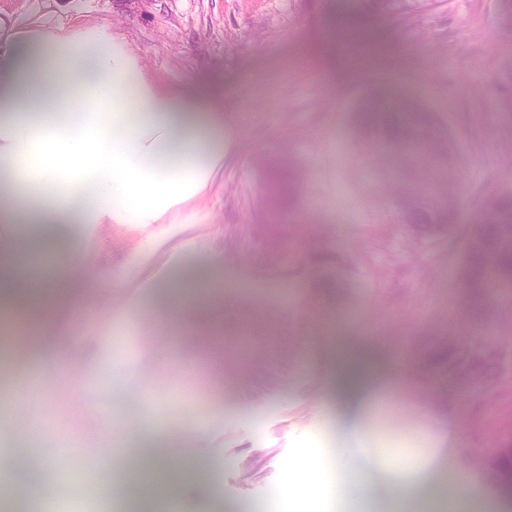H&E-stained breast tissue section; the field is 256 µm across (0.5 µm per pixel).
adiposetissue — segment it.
Returning <instances> with one entry per match:
<instances>
[{
  "label": "adipose tissue",
  "mask_w": 512,
  "mask_h": 512,
  "mask_svg": "<svg viewBox=\"0 0 512 512\" xmlns=\"http://www.w3.org/2000/svg\"><path fill=\"white\" fill-rule=\"evenodd\" d=\"M232 137L220 104L156 91L137 58L105 31L26 36L0 57V224L16 228L11 240L0 239V301L17 298L21 274L8 257L33 251V224L51 232L79 225L72 252L91 280L98 241L120 227L195 253L187 225L171 215L203 194ZM39 150L50 164H35ZM336 380L352 387L336 402V443L363 442L370 459L357 484L362 504L377 485L396 499L416 497L464 454L452 424L427 430L422 448L402 443L392 452L368 427L377 405L412 394L402 373L380 372L365 352L352 351L337 360ZM346 482L343 468L317 481L303 452L282 490L289 512H323Z\"/></svg>",
  "instance_id": "obj_1"
}]
</instances>
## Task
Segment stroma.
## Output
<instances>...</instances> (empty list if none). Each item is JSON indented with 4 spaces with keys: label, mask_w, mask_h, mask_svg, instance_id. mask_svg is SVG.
<instances>
[{
    "label": "stroma",
    "mask_w": 512,
    "mask_h": 512,
    "mask_svg": "<svg viewBox=\"0 0 512 512\" xmlns=\"http://www.w3.org/2000/svg\"><path fill=\"white\" fill-rule=\"evenodd\" d=\"M363 0H0V48L33 30L103 29L138 59L145 80L168 92L211 96L236 139L201 199L176 214L188 234L224 250L217 269L160 253L153 299L133 309L128 288L87 283L32 328L23 353L0 364L13 422L41 431L9 466L21 482L60 481L79 455L96 482L93 506L64 512H254L285 482L304 448L328 445L336 399L326 377L330 348L364 346L403 366L413 400L378 413L386 432L454 420L468 448L456 465L472 503L512 512V487L491 482L487 458L512 441V381L477 391L448 386V328L512 344V321L494 309L465 323L461 246L410 248L385 232L389 205L372 202L394 145L367 134L354 144V109L367 92L402 88L452 134L462 225L482 199L512 188V24L504 0H448L410 26L391 27ZM299 172L287 205L272 209L273 172ZM113 236L96 251L101 278L122 277L138 246ZM340 257L333 285L308 253ZM224 304L199 328H158L170 305L203 294ZM156 428L153 442L137 429ZM128 438L131 454L90 453L96 428ZM195 429L207 445L174 457Z\"/></svg>",
    "instance_id": "35a3bbf8"
}]
</instances>
